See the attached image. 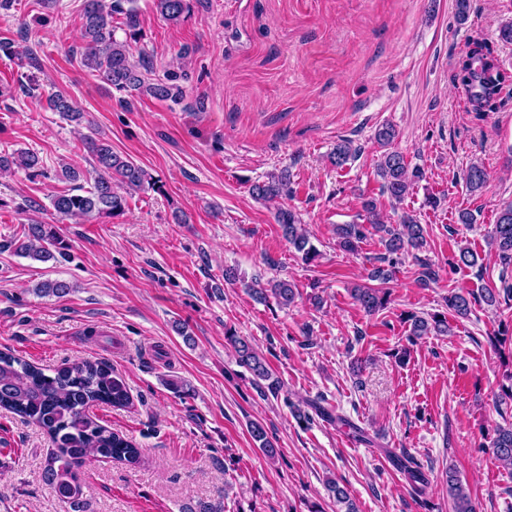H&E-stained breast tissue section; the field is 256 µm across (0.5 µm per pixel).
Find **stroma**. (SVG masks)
<instances>
[{
	"label": "stroma",
	"instance_id": "1",
	"mask_svg": "<svg viewBox=\"0 0 512 512\" xmlns=\"http://www.w3.org/2000/svg\"><path fill=\"white\" fill-rule=\"evenodd\" d=\"M83 4L0 8V41L29 50L0 52V153L34 151L49 173L0 171V350L49 370L104 360L124 378L131 406L94 413L133 440L142 461L87 462L85 512H182L218 500L224 512H336L330 478L359 512H453L452 468L479 512H512V472L491 448L495 427L512 422V401L500 399L503 367L489 342L500 324L512 325V306L477 303L460 319L444 302L459 288L512 282L486 239L512 202V80L484 108L457 78L478 42L512 76V45L498 38L512 0H471L463 23L455 0H192L177 23L153 0H136V31L118 14L112 27L146 80L181 88L167 100L116 91L82 66ZM56 92L85 124L47 108ZM385 124L397 131L393 149L425 172L399 203L382 194L377 173L374 134ZM93 128L155 186L129 196L123 216L65 219L51 206L63 188L54 173L68 164L92 184L82 138ZM343 140L356 153L337 167L328 155ZM474 163L487 173L476 193L464 180ZM284 167L292 191L282 203L319 251L308 264L249 192ZM431 195L439 206L426 204ZM366 199L393 224L413 214L427 240L397 266L390 301L373 315L350 289L367 282L381 239L368 236L348 254L334 234L364 223ZM176 210L187 223L174 222ZM462 210L475 224H458ZM33 219L65 240V258L14 253ZM463 243L483 265L454 267ZM424 262L438 273L426 284ZM228 266L240 283H225ZM276 279L295 284L294 306L257 302L244 288ZM45 280L70 290L38 294ZM409 312L447 314L448 335L408 344ZM229 329L262 352L278 394H261L239 366L224 341ZM294 402L323 412L299 423ZM339 416L361 436L336 424ZM254 421L277 460L253 440ZM51 448L37 426L0 412V512H72L44 479ZM404 452L426 475L424 494L392 462Z\"/></svg>",
	"mask_w": 512,
	"mask_h": 512
}]
</instances>
